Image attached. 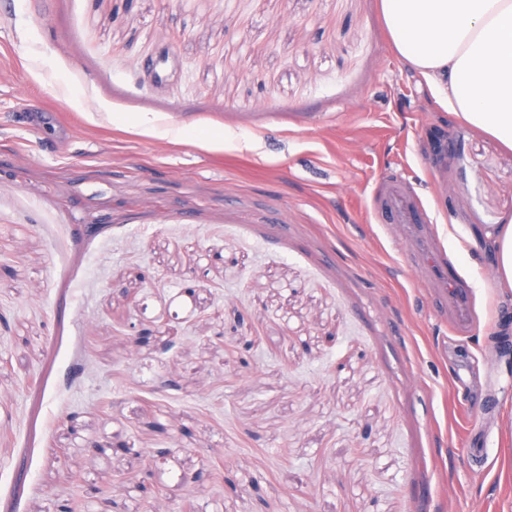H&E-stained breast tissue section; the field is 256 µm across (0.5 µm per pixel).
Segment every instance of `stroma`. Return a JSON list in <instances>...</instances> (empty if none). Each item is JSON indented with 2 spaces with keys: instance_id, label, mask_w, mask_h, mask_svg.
<instances>
[{
  "instance_id": "stroma-1",
  "label": "stroma",
  "mask_w": 512,
  "mask_h": 512,
  "mask_svg": "<svg viewBox=\"0 0 512 512\" xmlns=\"http://www.w3.org/2000/svg\"><path fill=\"white\" fill-rule=\"evenodd\" d=\"M393 171L467 334L374 218ZM508 213L512 151L434 103L379 0H0V512H55L75 470L127 512H512ZM121 441L224 478L145 495ZM490 247L496 256L493 280L498 288L512 291V216L498 224L490 236Z\"/></svg>"
}]
</instances>
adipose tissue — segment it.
I'll return each mask as SVG.
<instances>
[{
    "mask_svg": "<svg viewBox=\"0 0 512 512\" xmlns=\"http://www.w3.org/2000/svg\"><path fill=\"white\" fill-rule=\"evenodd\" d=\"M398 57L435 103L512 150V0H380ZM493 280L512 291V216L490 237Z\"/></svg>",
    "mask_w": 512,
    "mask_h": 512,
    "instance_id": "adipose-tissue-1",
    "label": "adipose tissue"
}]
</instances>
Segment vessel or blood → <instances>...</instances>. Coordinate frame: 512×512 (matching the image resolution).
<instances>
[{"label": "vessel or blood", "instance_id": "vessel-or-blood-1", "mask_svg": "<svg viewBox=\"0 0 512 512\" xmlns=\"http://www.w3.org/2000/svg\"><path fill=\"white\" fill-rule=\"evenodd\" d=\"M374 216L378 223L396 226L402 243L410 248L427 285L434 288L433 303L459 333L471 326L470 290L457 276L448 257L430 234L431 219L420 198L401 174H390L379 191Z\"/></svg>", "mask_w": 512, "mask_h": 512}]
</instances>
